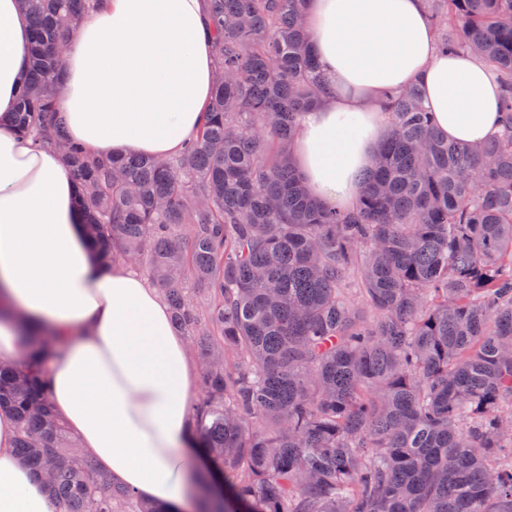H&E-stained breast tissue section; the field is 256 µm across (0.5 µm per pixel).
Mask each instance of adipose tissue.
<instances>
[{
    "instance_id": "ef3b65f1",
    "label": "adipose tissue",
    "mask_w": 512,
    "mask_h": 512,
    "mask_svg": "<svg viewBox=\"0 0 512 512\" xmlns=\"http://www.w3.org/2000/svg\"><path fill=\"white\" fill-rule=\"evenodd\" d=\"M206 0H98L65 56L57 98L69 138L94 156L165 158L199 130L215 61ZM323 80L292 150L317 200L348 207L386 133L382 93L422 86L439 133L476 145L500 130V87L473 56L437 54L424 0H307ZM30 23L0 0V362L29 361L28 329L50 334L43 364L53 412L114 482L158 504L188 506L199 459L195 367L166 300L124 263L100 266L75 205L71 168L16 134ZM0 410V512H56L18 459Z\"/></svg>"
}]
</instances>
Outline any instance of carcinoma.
<instances>
[{
    "instance_id": "carcinoma-1",
    "label": "carcinoma",
    "mask_w": 512,
    "mask_h": 512,
    "mask_svg": "<svg viewBox=\"0 0 512 512\" xmlns=\"http://www.w3.org/2000/svg\"><path fill=\"white\" fill-rule=\"evenodd\" d=\"M94 2L20 0L15 127L62 150L100 258L145 263L194 338L199 484L224 475L212 512H512V0H427L437 49L495 74L499 134L450 142L420 85L387 88L389 134L349 208L312 198L291 162L329 92L306 0H209V110L163 160L65 136L64 44ZM0 408L59 512H178L77 451L40 357L0 366Z\"/></svg>"
}]
</instances>
